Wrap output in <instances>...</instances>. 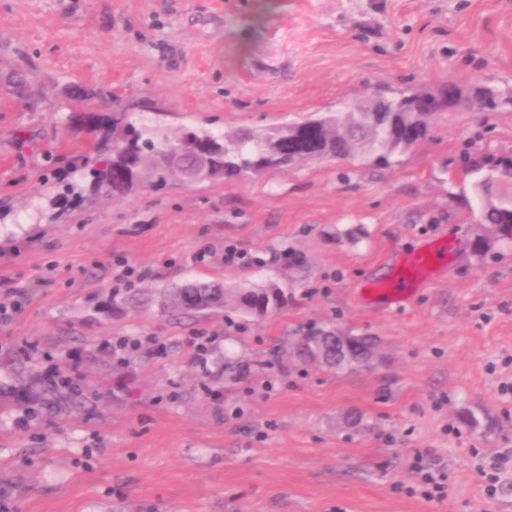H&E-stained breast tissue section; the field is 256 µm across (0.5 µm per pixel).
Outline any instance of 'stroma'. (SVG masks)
I'll return each instance as SVG.
<instances>
[{
  "label": "stroma",
  "instance_id": "obj_1",
  "mask_svg": "<svg viewBox=\"0 0 512 512\" xmlns=\"http://www.w3.org/2000/svg\"><path fill=\"white\" fill-rule=\"evenodd\" d=\"M449 82L512 92V0H0V302L22 306L0 322V387L26 351L40 375L75 364L98 396L53 417L0 402V512L512 507V462L492 498L479 472L512 453V240L473 253L460 177L470 153L512 155V103L438 114L387 165L322 160L91 209L63 189L92 155L86 99L171 135L232 133ZM443 235L436 282L400 309L358 303L393 255ZM229 244L260 264L225 265ZM119 259L139 290L274 283L288 302L262 317L117 309ZM322 327L375 338L374 364L296 362L295 338ZM121 336L145 343L118 353ZM425 464L445 499L422 498Z\"/></svg>",
  "mask_w": 512,
  "mask_h": 512
}]
</instances>
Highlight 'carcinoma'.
I'll list each match as a JSON object with an SVG mask.
<instances>
[{"label":"carcinoma","instance_id":"cac0c4a2","mask_svg":"<svg viewBox=\"0 0 512 512\" xmlns=\"http://www.w3.org/2000/svg\"><path fill=\"white\" fill-rule=\"evenodd\" d=\"M473 103L482 110L497 107L499 94L480 84L470 86ZM387 105L383 112H368L354 102L321 116L294 122L288 127L265 133L240 129L232 135L207 130H189L177 137L164 134L148 123L136 126L127 121L126 113L100 115L86 111L81 118L98 137L97 150L106 153L103 166L90 169L91 194L84 202L92 205L101 196L124 198L139 188L160 187L181 176L168 164L166 153L180 143L190 158L202 150L213 152V181L233 177L260 175L269 170L288 171L305 161L316 159L346 160L358 152L375 161L390 162L397 154L411 150L429 139L431 125L411 120L419 99L415 93L382 91ZM465 175L474 178L477 206L471 208L475 223L482 227L474 239V252L482 254L497 239H512V208L509 197L499 194L493 199L481 194L484 185H512V156H479L472 160ZM288 296L275 284L236 289L220 283L196 282L162 288L157 294H112V305L146 308L154 302L172 313L201 316L220 312L228 306L254 316H262L285 305ZM72 407L93 409L96 394L81 384L63 383ZM26 404L37 412L54 416L61 410L60 385H44L33 394L21 389Z\"/></svg>","mask_w":512,"mask_h":512}]
</instances>
